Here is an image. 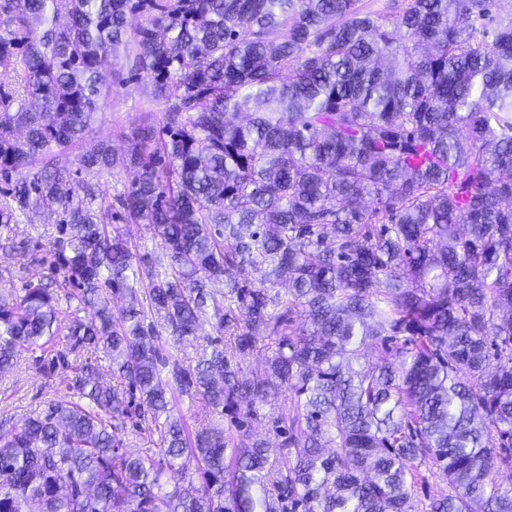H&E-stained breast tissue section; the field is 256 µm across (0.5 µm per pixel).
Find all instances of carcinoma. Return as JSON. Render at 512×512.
<instances>
[{"instance_id":"1","label":"carcinoma","mask_w":512,"mask_h":512,"mask_svg":"<svg viewBox=\"0 0 512 512\" xmlns=\"http://www.w3.org/2000/svg\"><path fill=\"white\" fill-rule=\"evenodd\" d=\"M499 0H0V206L60 207L0 294V373L53 343L78 400L0 421V512H512V23ZM125 50L164 105L124 134L138 255L73 188ZM22 129L24 135L16 133ZM116 163L101 143L85 171ZM250 267L256 281L239 277ZM124 295L121 318L103 291ZM209 324L219 337L200 336ZM194 348L195 364L158 340ZM263 368H250L255 353ZM112 359V380L98 361ZM229 419L192 426L182 397ZM283 398L274 438L256 404ZM165 461L124 451L127 425ZM189 476L172 487L164 467ZM443 487L413 504L415 488Z\"/></svg>"}]
</instances>
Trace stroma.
Returning <instances> with one entry per match:
<instances>
[{
  "mask_svg": "<svg viewBox=\"0 0 512 512\" xmlns=\"http://www.w3.org/2000/svg\"><path fill=\"white\" fill-rule=\"evenodd\" d=\"M130 62L125 53H118L111 65L102 71L103 88L108 96L102 99L83 140L76 145L75 155L92 152L100 143H111L116 155H123L126 143L123 132L144 122H160L162 105L148 99L145 78L132 77ZM72 178L76 189L92 185L97 200L111 202L112 221L128 225L132 244L139 254H157L161 251L159 238L154 237L146 222L128 223L123 209L114 200L130 189L135 171L130 167L115 166L99 173L78 171ZM63 218L61 209L16 211L9 228L0 227V292L21 294L26 280L43 275L38 256L53 247V232ZM40 348L24 351L18 365L0 374V420L11 419L21 423L30 408L51 400L73 398L69 371L39 368Z\"/></svg>",
  "mask_w": 512,
  "mask_h": 512,
  "instance_id": "stroma-1",
  "label": "stroma"
}]
</instances>
